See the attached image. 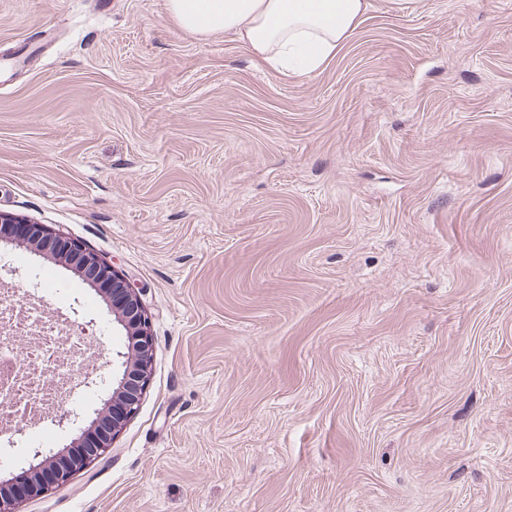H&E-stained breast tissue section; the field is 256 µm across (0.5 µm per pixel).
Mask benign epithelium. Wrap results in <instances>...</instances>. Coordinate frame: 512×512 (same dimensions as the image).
I'll list each match as a JSON object with an SVG mask.
<instances>
[{
	"label": "benign epithelium",
	"instance_id": "obj_1",
	"mask_svg": "<svg viewBox=\"0 0 512 512\" xmlns=\"http://www.w3.org/2000/svg\"><path fill=\"white\" fill-rule=\"evenodd\" d=\"M12 236L73 267L111 298L112 321L124 331L126 351L119 353L121 371L112 380V393L105 402L109 414L96 417L82 427L80 443L74 448L45 457L40 450H34L33 457L38 460L34 476L19 486L0 487V512H14L17 504L46 495L110 448L113 439L139 408L153 359L149 318L138 290L118 276L110 263L93 256L80 241L53 232L44 224L0 213V239Z\"/></svg>",
	"mask_w": 512,
	"mask_h": 512
}]
</instances>
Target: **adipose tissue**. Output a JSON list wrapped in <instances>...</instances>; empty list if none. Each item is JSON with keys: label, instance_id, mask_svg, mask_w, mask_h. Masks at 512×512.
Returning a JSON list of instances; mask_svg holds the SVG:
<instances>
[{"label": "adipose tissue", "instance_id": "obj_1", "mask_svg": "<svg viewBox=\"0 0 512 512\" xmlns=\"http://www.w3.org/2000/svg\"><path fill=\"white\" fill-rule=\"evenodd\" d=\"M368 0H166L187 34H233L254 60L283 77L308 75L343 49Z\"/></svg>", "mask_w": 512, "mask_h": 512}]
</instances>
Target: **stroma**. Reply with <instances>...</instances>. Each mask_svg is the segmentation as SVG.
I'll list each match as a JSON object with an SVG mask.
<instances>
[{
  "mask_svg": "<svg viewBox=\"0 0 512 512\" xmlns=\"http://www.w3.org/2000/svg\"><path fill=\"white\" fill-rule=\"evenodd\" d=\"M0 212L109 262L154 344L18 512H512V0H370L293 78L165 0H0ZM0 253L111 370L93 288Z\"/></svg>",
  "mask_w": 512,
  "mask_h": 512,
  "instance_id": "stroma-1",
  "label": "stroma"
}]
</instances>
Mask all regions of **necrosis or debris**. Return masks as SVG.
Here are the masks:
<instances>
[{
	"mask_svg": "<svg viewBox=\"0 0 512 512\" xmlns=\"http://www.w3.org/2000/svg\"><path fill=\"white\" fill-rule=\"evenodd\" d=\"M59 318L46 315L41 305H25L22 295L0 289V381H7V393H0V467L15 460L8 450L10 433L20 424L30 427V445L50 446L55 441L49 423L59 408L69 404L77 390L71 372L77 371L86 354L85 333L65 335ZM31 334L36 341L25 356H18L12 342Z\"/></svg>",
	"mask_w": 512,
	"mask_h": 512,
	"instance_id": "4bbe7bcc",
	"label": "necrosis or debris"
}]
</instances>
